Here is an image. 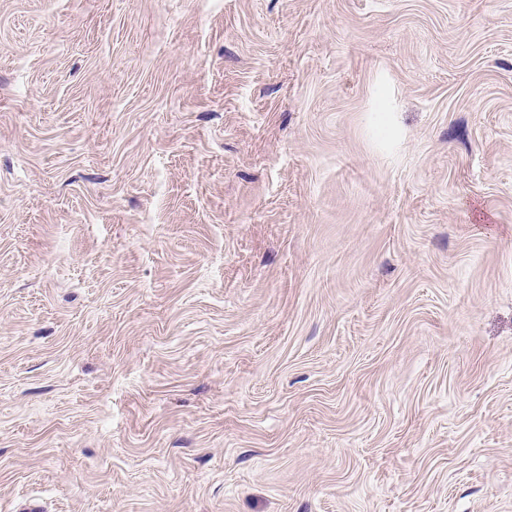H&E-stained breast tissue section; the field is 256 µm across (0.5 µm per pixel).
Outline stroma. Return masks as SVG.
Masks as SVG:
<instances>
[{
	"label": "stroma",
	"mask_w": 512,
	"mask_h": 512,
	"mask_svg": "<svg viewBox=\"0 0 512 512\" xmlns=\"http://www.w3.org/2000/svg\"><path fill=\"white\" fill-rule=\"evenodd\" d=\"M512 512V0H0V512Z\"/></svg>",
	"instance_id": "35a3bbf8"
}]
</instances>
